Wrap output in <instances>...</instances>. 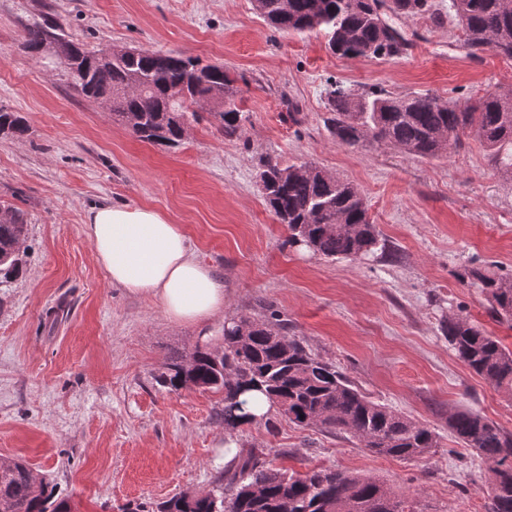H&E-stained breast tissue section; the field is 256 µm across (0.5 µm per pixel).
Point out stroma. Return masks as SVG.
<instances>
[{
  "label": "stroma",
  "instance_id": "stroma-1",
  "mask_svg": "<svg viewBox=\"0 0 512 512\" xmlns=\"http://www.w3.org/2000/svg\"><path fill=\"white\" fill-rule=\"evenodd\" d=\"M45 17L89 50L126 45L223 64L239 89L241 133L203 121L177 148L139 140L79 95L64 68L23 49L26 28ZM397 26L412 42L406 55L350 59L323 35L276 31L252 0H0V107L28 126L0 134V201L28 221L23 271L0 285V457L49 477L74 512L209 489L217 466L248 448L301 473L375 477L421 512H489L488 464L455 442L448 417L476 411L512 433V395L455 356L441 322L466 316L512 349V330L458 278L469 263L512 274V175L473 136L426 159L370 138L342 145L327 119L335 82L472 102L512 85V59L471 57L450 20L405 16ZM267 157L354 184L379 248L331 261L289 247L256 179ZM112 204L184 225L192 254L224 282L223 316L178 323L112 285L84 233L88 211ZM273 312L369 397L436 432L439 448L419 460L378 456L275 410L229 434L220 395L157 383L170 353L220 335L226 319Z\"/></svg>",
  "mask_w": 512,
  "mask_h": 512
}]
</instances>
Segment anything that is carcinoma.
<instances>
[{"mask_svg": "<svg viewBox=\"0 0 512 512\" xmlns=\"http://www.w3.org/2000/svg\"><path fill=\"white\" fill-rule=\"evenodd\" d=\"M254 9L277 31L324 35L329 49L348 58L392 59L407 53L411 42L393 19L426 16L437 25L445 17L435 0H253ZM448 13L462 31L473 57L491 50L512 59V0H449ZM65 37L61 23L36 22L23 47L40 55L42 45ZM81 95L107 101L112 119L128 126L139 140L176 147L193 123L205 119L192 106L213 88L223 101L210 113L226 137L241 132L235 80L222 64H204L197 57L134 48L105 59L101 51L78 48L68 71ZM186 92L180 98L174 94ZM329 132L342 144L356 147L367 137L404 153L436 158L448 153L461 136L473 133L492 151L494 163L512 174V86L497 87L476 102L461 106L428 93L392 96L383 90L354 93L341 85L330 91ZM23 117L0 107V133L23 136ZM267 205L287 225L288 245L327 259H357L379 245L376 225L357 188L310 162L284 166L271 158L257 174ZM0 279L23 268L12 257L25 240L24 212L0 204ZM462 282L477 288L488 302L492 320L512 329V277L464 267ZM249 324L240 340L237 322ZM286 324L240 315L224 321L223 350L209 344L169 358L158 377L161 386L178 391L190 382L223 395L224 429L252 424L241 396L257 390L279 412L302 427L347 433L370 452L400 460L425 457L439 447V436L389 406L372 400L312 353L300 339L286 336ZM443 331L456 356L492 387L512 395V350L459 314L443 320ZM448 428L465 448L489 463L490 512H512V434L483 415L459 411ZM0 512H72L69 500L50 481L35 495L29 467L15 460L0 471ZM157 512H418L414 501L370 477L349 475L332 467L288 472L271 466L260 448L239 453L228 466L216 468L211 488L184 492L158 505Z\"/></svg>", "mask_w": 512, "mask_h": 512, "instance_id": "1", "label": "carcinoma"}]
</instances>
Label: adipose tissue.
<instances>
[{"mask_svg": "<svg viewBox=\"0 0 512 512\" xmlns=\"http://www.w3.org/2000/svg\"><path fill=\"white\" fill-rule=\"evenodd\" d=\"M85 233L113 285L157 300L170 320L203 324L223 313V280L190 254L183 225L161 212L101 205Z\"/></svg>", "mask_w": 512, "mask_h": 512, "instance_id": "1", "label": "adipose tissue"}]
</instances>
